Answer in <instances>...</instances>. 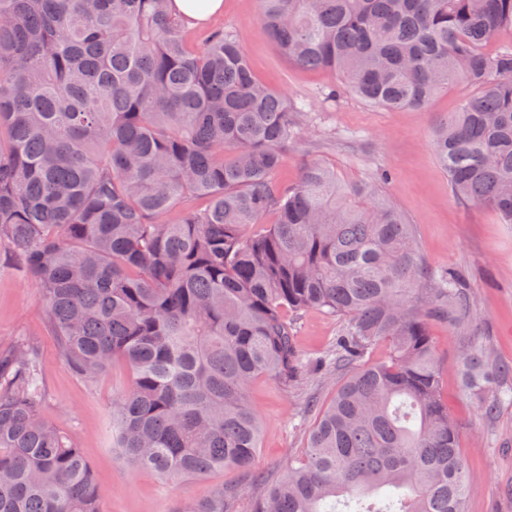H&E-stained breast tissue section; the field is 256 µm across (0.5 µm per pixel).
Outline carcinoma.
Instances as JSON below:
<instances>
[{"label":"carcinoma","instance_id":"carcinoma-1","mask_svg":"<svg viewBox=\"0 0 512 512\" xmlns=\"http://www.w3.org/2000/svg\"><path fill=\"white\" fill-rule=\"evenodd\" d=\"M169 2L0 0V252L39 282L75 375L127 369L114 458L166 484L251 469L247 389L300 376L297 320L319 310L344 319V378L302 455L255 475L252 512H465L473 475L431 324L462 337V389L485 417L512 395V370L464 339L470 288L428 266L384 179L316 159L276 179L306 104L261 83L229 30L192 49ZM259 22L290 64L371 105L474 87L436 122L435 159L456 201L512 225V0H260ZM191 198L205 206L170 220ZM45 398L37 348L0 349V512H103ZM235 497L221 485L178 512Z\"/></svg>","mask_w":512,"mask_h":512}]
</instances>
